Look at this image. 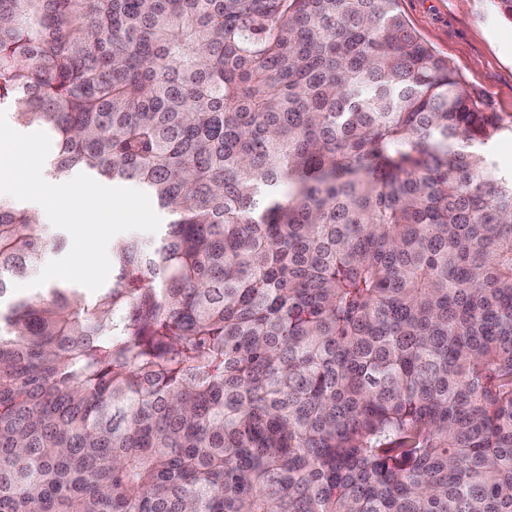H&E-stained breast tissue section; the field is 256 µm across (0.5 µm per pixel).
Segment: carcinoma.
I'll list each match as a JSON object with an SVG mask.
<instances>
[{"label":"carcinoma","mask_w":512,"mask_h":512,"mask_svg":"<svg viewBox=\"0 0 512 512\" xmlns=\"http://www.w3.org/2000/svg\"><path fill=\"white\" fill-rule=\"evenodd\" d=\"M150 195L10 303L0 512H512V170L398 0H0V107Z\"/></svg>","instance_id":"carcinoma-1"}]
</instances>
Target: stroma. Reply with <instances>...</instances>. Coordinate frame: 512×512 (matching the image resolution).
Returning <instances> with one entry per match:
<instances>
[{
  "label": "stroma",
  "instance_id": "obj_1",
  "mask_svg": "<svg viewBox=\"0 0 512 512\" xmlns=\"http://www.w3.org/2000/svg\"><path fill=\"white\" fill-rule=\"evenodd\" d=\"M399 9L488 111L512 115V22L490 0H399Z\"/></svg>",
  "mask_w": 512,
  "mask_h": 512
}]
</instances>
